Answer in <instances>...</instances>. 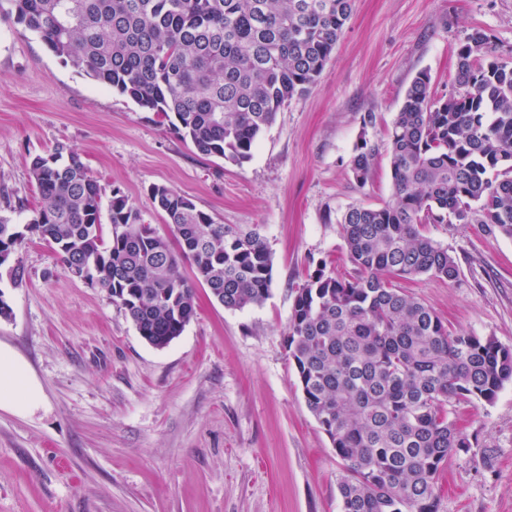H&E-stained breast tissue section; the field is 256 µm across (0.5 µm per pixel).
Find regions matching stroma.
<instances>
[{
  "instance_id": "1",
  "label": "stroma",
  "mask_w": 512,
  "mask_h": 512,
  "mask_svg": "<svg viewBox=\"0 0 512 512\" xmlns=\"http://www.w3.org/2000/svg\"><path fill=\"white\" fill-rule=\"evenodd\" d=\"M474 27L512 46V0H355L320 77L237 165L198 154L155 113L0 18V217L25 228L40 204L30 161L64 143L104 198L120 190L160 236L170 228L154 185L215 223L259 225L273 255L261 304L229 310L197 286L195 318L156 349L106 292L63 272L54 246L26 237L15 254L25 282L0 280L13 310L0 319V345L28 364L44 402L0 410V512H340L343 462L288 358L293 301L319 267L352 274L337 215L394 195L384 150L367 184L356 183L355 146L384 142L419 72L447 95L457 43ZM422 232L447 248L458 276L397 288L452 331L512 350V239L484 224ZM453 415L471 446L442 469L437 512H512V382Z\"/></svg>"
}]
</instances>
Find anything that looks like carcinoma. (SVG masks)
<instances>
[{
    "label": "carcinoma",
    "instance_id": "obj_1",
    "mask_svg": "<svg viewBox=\"0 0 512 512\" xmlns=\"http://www.w3.org/2000/svg\"><path fill=\"white\" fill-rule=\"evenodd\" d=\"M354 0H0V16L63 62L167 120L206 157L241 165L277 112L305 94L349 21ZM512 55L482 29L456 50L455 87L432 92L419 73L387 130L393 201L351 206L338 219L354 274L319 268L298 288L288 355L305 404L344 462L341 512H436L442 467L470 447L450 419L461 400L491 403L512 381V350L492 336L452 332L392 283L450 281L455 259L423 224H489L512 238ZM378 145L361 136L355 181L371 176ZM40 205L26 231L55 246L65 274L84 269L141 338L164 348L195 316V286L226 309L263 302L273 259L259 226L217 224L164 185L150 196L174 240L103 189L80 155L58 144L33 158ZM23 232L0 218V247ZM189 264L193 279L183 271Z\"/></svg>",
    "mask_w": 512,
    "mask_h": 512
}]
</instances>
